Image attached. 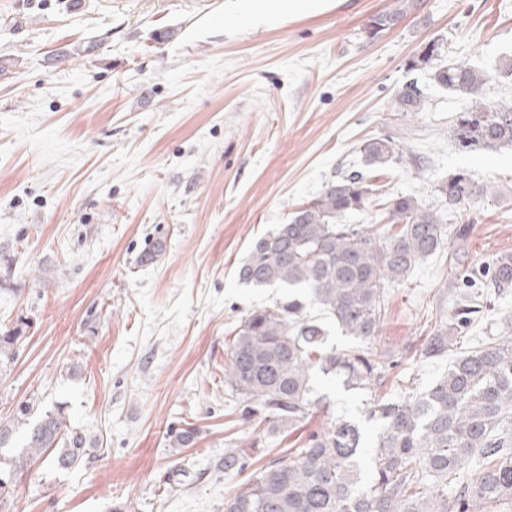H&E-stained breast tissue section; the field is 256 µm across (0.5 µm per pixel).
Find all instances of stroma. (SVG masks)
Returning a JSON list of instances; mask_svg holds the SVG:
<instances>
[{
	"label": "stroma",
	"instance_id": "stroma-1",
	"mask_svg": "<svg viewBox=\"0 0 512 512\" xmlns=\"http://www.w3.org/2000/svg\"><path fill=\"white\" fill-rule=\"evenodd\" d=\"M391 2L254 25L229 0H0V257L12 261L0 336L23 330L0 360V425L15 426L20 454L19 407L36 418L60 404L87 449L67 472L33 461L0 512H224L247 478L224 471L226 451L259 466L340 416L374 437L370 398L424 391L447 369L421 345L454 310L456 273L512 252V148L459 151L462 99L408 63L443 36L449 60L494 70L512 57V0H423L363 38ZM409 79L427 107L394 117ZM388 131L409 154L372 171L380 190L348 223L395 232L392 197L434 203L459 169L496 195L461 208L468 236L448 234L387 288L370 348L394 364L372 393L321 378L326 406L301 431L244 424L227 350L241 318L282 294L239 282L248 248L336 175L364 170L360 143ZM493 301L461 349L512 332V289ZM188 426L195 444L172 447L169 430ZM420 0H394L392 4L367 19L362 27V35L369 41L376 40L385 31L399 24L411 11L419 8Z\"/></svg>",
	"mask_w": 512,
	"mask_h": 512
}]
</instances>
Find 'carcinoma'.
I'll list each match as a JSON object with an SVG mask.
<instances>
[{"instance_id": "1", "label": "carcinoma", "mask_w": 512, "mask_h": 512, "mask_svg": "<svg viewBox=\"0 0 512 512\" xmlns=\"http://www.w3.org/2000/svg\"><path fill=\"white\" fill-rule=\"evenodd\" d=\"M420 4L393 0L367 19L363 37L376 40ZM444 53L445 39H434L409 68L427 66ZM489 79L466 61L432 68L438 87L468 100L452 124L459 150L512 145V99L489 105L478 98ZM426 103L415 81L395 95L402 115L422 112ZM360 153L368 166L381 168L403 156V146L389 133L363 141ZM375 191L362 173L341 174L295 209L287 223L250 244L239 281L285 293L247 313L229 347L224 385L245 402L243 421L257 418L272 434L296 429L322 403L313 386L320 374L367 392L379 385L384 361L371 350L330 344L327 330L308 318L307 306H318L344 335L371 341L385 315L386 285L404 280L417 262L439 251L455 211L492 188L459 170L438 184L437 208L397 195L389 216L400 229L387 236L372 224L344 222L364 210ZM460 277L496 293L512 288V253L472 266ZM489 301L482 292L462 293L451 317L425 337L421 355H447ZM368 420L378 422L368 468L361 460L362 428L338 418L254 470L246 487L224 500V512H489L512 505V336L463 352L419 394L375 403ZM196 438L197 429L181 428L171 443L188 447ZM25 448L33 457L49 455L59 471L75 468L86 455L82 435L67 429L60 406L40 415ZM8 460L9 467L0 466V488L27 468L23 456ZM248 466L246 455L234 449L224 454V471L239 473Z\"/></svg>"}]
</instances>
